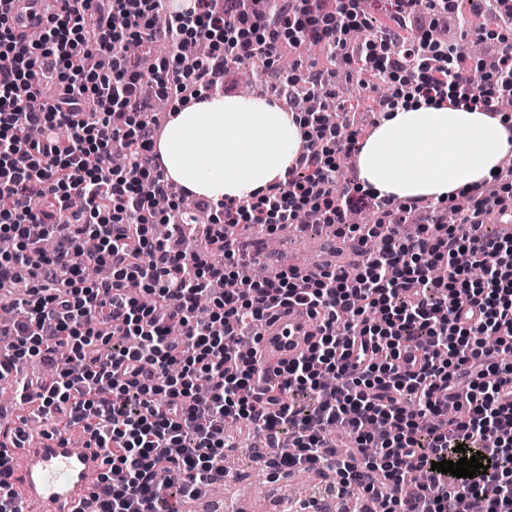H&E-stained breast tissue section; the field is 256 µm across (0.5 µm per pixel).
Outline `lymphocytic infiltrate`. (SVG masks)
Returning a JSON list of instances; mask_svg holds the SVG:
<instances>
[{
	"mask_svg": "<svg viewBox=\"0 0 512 512\" xmlns=\"http://www.w3.org/2000/svg\"><path fill=\"white\" fill-rule=\"evenodd\" d=\"M11 2L0 0V236L14 249L0 253V290L17 315L0 323V346L49 366L48 381L22 378L17 391L36 392L59 428L100 452L91 512H179L178 501L226 479L232 426L262 434L271 478L331 469L338 487H360L381 512H512V234L485 230L490 214L512 223V192L469 191L459 223L408 231L418 202L337 187V162L361 130L306 112L300 154L263 195L192 213L157 207L169 180L154 150L159 127L142 118L141 84L177 109L219 91L231 68L275 64L287 42L341 56L346 32L370 24L359 0L330 12L322 0H263L248 12L241 0H194L163 30L152 18L165 0H60L37 44L16 39ZM454 3L393 0L359 60L378 75L411 74L374 94L376 111L413 91L497 112L512 91L506 35L472 29L500 46L489 80L477 82L478 61L410 25L424 10L440 20ZM190 37L210 53L185 69L174 50ZM131 41L171 52L142 69L125 54ZM361 204L378 211L384 236L354 269L224 289L246 262L225 223L270 235L309 208L353 234L347 217ZM158 224L171 234L157 237ZM197 226L208 246L186 252L179 231ZM91 266L108 277L88 278ZM281 308L306 311L317 339L267 373L257 349L232 343L257 336ZM466 454L488 460L487 472L433 468ZM168 469L183 476L174 501L157 481Z\"/></svg>",
	"mask_w": 512,
	"mask_h": 512,
	"instance_id": "lymphocytic-infiltrate-1",
	"label": "lymphocytic infiltrate"
}]
</instances>
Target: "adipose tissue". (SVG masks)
Returning <instances> with one entry per match:
<instances>
[{"label":"adipose tissue","instance_id":"1","mask_svg":"<svg viewBox=\"0 0 512 512\" xmlns=\"http://www.w3.org/2000/svg\"><path fill=\"white\" fill-rule=\"evenodd\" d=\"M295 113L263 99L215 95L175 112L156 150L167 176L214 202L264 192L302 147ZM512 154V122L471 104L414 96L385 113L357 155L378 197L438 201L483 184Z\"/></svg>","mask_w":512,"mask_h":512}]
</instances>
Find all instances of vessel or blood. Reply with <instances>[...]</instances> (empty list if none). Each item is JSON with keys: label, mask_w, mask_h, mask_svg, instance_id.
<instances>
[{"label": "vessel or blood", "mask_w": 512, "mask_h": 512, "mask_svg": "<svg viewBox=\"0 0 512 512\" xmlns=\"http://www.w3.org/2000/svg\"><path fill=\"white\" fill-rule=\"evenodd\" d=\"M56 0H14L16 32L42 29ZM311 339L306 322L288 315L261 331L260 349L266 365L274 366L302 352ZM0 445L14 460L12 482L24 512H84L93 490L91 479L101 468L97 449L73 447L64 433L49 432L17 443L14 426L0 425Z\"/></svg>", "instance_id": "1"}]
</instances>
